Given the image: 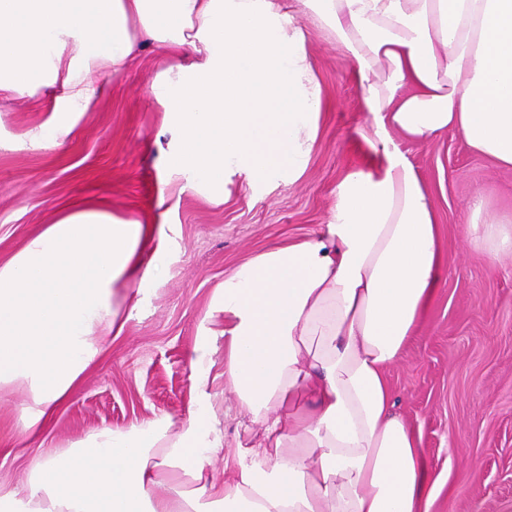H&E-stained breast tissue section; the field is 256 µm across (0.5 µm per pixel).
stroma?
Returning a JSON list of instances; mask_svg holds the SVG:
<instances>
[{"label":"stroma","mask_w":512,"mask_h":512,"mask_svg":"<svg viewBox=\"0 0 512 512\" xmlns=\"http://www.w3.org/2000/svg\"><path fill=\"white\" fill-rule=\"evenodd\" d=\"M298 22L322 90L317 148L300 179L253 188L238 180L221 205L166 183L174 135L151 92L155 49L124 73L100 71L104 96L72 116L61 144H20L53 121L59 86L0 108V263L62 210L84 202L168 225L165 247L174 258L142 310L120 305L121 336L84 373L42 442L6 446L21 428L30 391L21 382L0 389V488L19 486L37 456L100 429L186 416L199 377L195 346L205 330L224 328L223 313L213 309L215 288L256 251L312 235L329 221L341 182L367 168L370 149L358 134L367 121L364 90L327 35L310 18ZM399 147L431 189L446 265L416 335L388 372L395 409L420 433L438 482L431 512H512V254L486 263L468 224L478 191L487 217L512 215V169L474 154L451 133L429 144L403 139ZM205 369L224 432V450L207 470L220 478L226 455L258 447L263 433L224 390L223 340L212 344Z\"/></svg>","instance_id":"obj_1"}]
</instances>
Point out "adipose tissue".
<instances>
[{
	"label": "adipose tissue",
	"mask_w": 512,
	"mask_h": 512,
	"mask_svg": "<svg viewBox=\"0 0 512 512\" xmlns=\"http://www.w3.org/2000/svg\"><path fill=\"white\" fill-rule=\"evenodd\" d=\"M350 61L374 153L348 175L314 235L256 252L214 293L224 314V388L265 445L224 447L206 379L187 417L106 428L33 460L0 512H430L437 484L396 412L397 363L437 290L440 225L396 137L453 132L512 168V0H296ZM286 0H0V101L61 85L49 126L159 49L152 88L176 131L166 159L178 193L214 203L240 178L299 179L316 147L321 87ZM487 262L512 252V219L470 203ZM161 224L105 207L59 214L0 264V387L25 383L23 435L42 432L104 352L116 294L140 308L169 273ZM166 484L170 495H153Z\"/></svg>",
	"instance_id": "1"
}]
</instances>
